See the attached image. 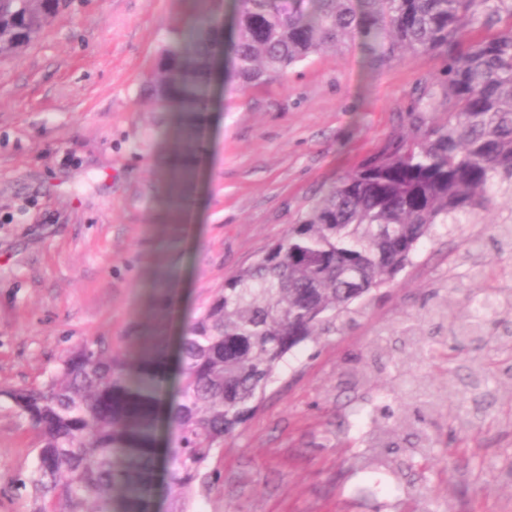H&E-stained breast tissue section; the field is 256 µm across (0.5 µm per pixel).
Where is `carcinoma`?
I'll return each mask as SVG.
<instances>
[{
  "label": "carcinoma",
  "instance_id": "carcinoma-1",
  "mask_svg": "<svg viewBox=\"0 0 512 512\" xmlns=\"http://www.w3.org/2000/svg\"><path fill=\"white\" fill-rule=\"evenodd\" d=\"M68 0H0V54L29 46ZM228 48L242 86L280 78L310 56L358 35L371 54L440 53L441 95L419 99L415 133L388 144L324 191L257 261L190 323L181 340L182 402L164 417L178 433L168 470L172 512H189L213 452L257 407L288 355L355 320L411 263L439 226L482 224L499 196L512 198V0H235ZM213 5L172 44L152 82V97L203 112L207 100L188 82L208 74L218 33ZM446 112L441 123L428 112ZM500 250L512 255V208L493 222ZM481 246L458 256L474 279ZM401 329L404 345L441 358L436 381L410 357L379 345L393 379L444 415L448 388L493 383L512 394V364L491 368L469 347L512 351V270L495 286L469 288L463 303L436 296ZM444 335L426 336L424 324ZM139 354L87 344L71 351L39 385L0 389L39 436L35 460L19 486L30 512H152L158 416L167 355L160 327L135 337ZM439 440L419 426L412 457L438 456Z\"/></svg>",
  "mask_w": 512,
  "mask_h": 512
}]
</instances>
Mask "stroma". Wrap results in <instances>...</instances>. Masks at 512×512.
<instances>
[{"label":"stroma","instance_id":"stroma-1","mask_svg":"<svg viewBox=\"0 0 512 512\" xmlns=\"http://www.w3.org/2000/svg\"><path fill=\"white\" fill-rule=\"evenodd\" d=\"M198 0H72L28 48L0 57V387L44 381L85 342L124 351L164 323L169 350L227 278L255 262L338 178L410 129L439 54L371 62L360 41L322 51L247 89L216 64L194 155L181 105L148 92L163 49ZM488 224L438 230L355 324L297 347L254 412L214 452L218 479L191 512H512V400L450 438L430 467L396 452L367 468L369 421L412 408L352 371L424 294L461 301L454 260ZM38 437L0 401V512H29L17 481Z\"/></svg>","mask_w":512,"mask_h":512}]
</instances>
